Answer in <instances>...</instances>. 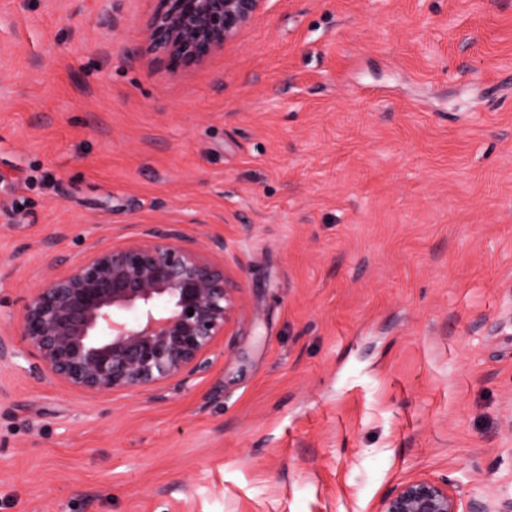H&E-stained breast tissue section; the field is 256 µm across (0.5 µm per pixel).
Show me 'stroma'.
Segmentation results:
<instances>
[{
    "instance_id": "1",
    "label": "stroma",
    "mask_w": 512,
    "mask_h": 512,
    "mask_svg": "<svg viewBox=\"0 0 512 512\" xmlns=\"http://www.w3.org/2000/svg\"><path fill=\"white\" fill-rule=\"evenodd\" d=\"M153 0H0V512L512 497V0H265L177 75ZM224 243L238 322L163 398L22 356L53 260ZM379 512H460L447 483L417 478L395 487L382 500Z\"/></svg>"
}]
</instances>
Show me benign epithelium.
Instances as JSON below:
<instances>
[{
  "mask_svg": "<svg viewBox=\"0 0 512 512\" xmlns=\"http://www.w3.org/2000/svg\"><path fill=\"white\" fill-rule=\"evenodd\" d=\"M155 2L147 41L177 74L222 50L265 0ZM222 251L220 240L202 246L176 227H151L92 246L65 272L49 266L24 299L18 326L37 371L93 394L160 395L202 377L238 319L240 288ZM379 512L460 510L448 484L417 478L391 490Z\"/></svg>",
  "mask_w": 512,
  "mask_h": 512,
  "instance_id": "7a95c632",
  "label": "benign epithelium"
}]
</instances>
